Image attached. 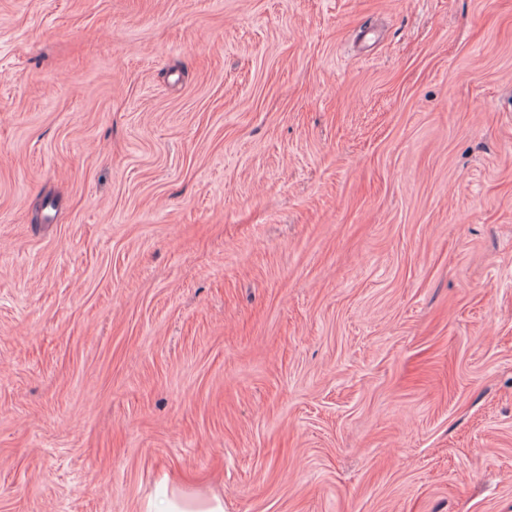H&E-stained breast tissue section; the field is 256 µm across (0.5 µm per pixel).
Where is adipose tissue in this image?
<instances>
[{"label": "adipose tissue", "instance_id": "obj_1", "mask_svg": "<svg viewBox=\"0 0 512 512\" xmlns=\"http://www.w3.org/2000/svg\"><path fill=\"white\" fill-rule=\"evenodd\" d=\"M140 512H224V498L165 477L143 499Z\"/></svg>", "mask_w": 512, "mask_h": 512}]
</instances>
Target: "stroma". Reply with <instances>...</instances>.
<instances>
[{"instance_id": "stroma-1", "label": "stroma", "mask_w": 512, "mask_h": 512, "mask_svg": "<svg viewBox=\"0 0 512 512\" xmlns=\"http://www.w3.org/2000/svg\"><path fill=\"white\" fill-rule=\"evenodd\" d=\"M512 512V0H0V512ZM140 512H224V496L169 478L140 504Z\"/></svg>"}]
</instances>
